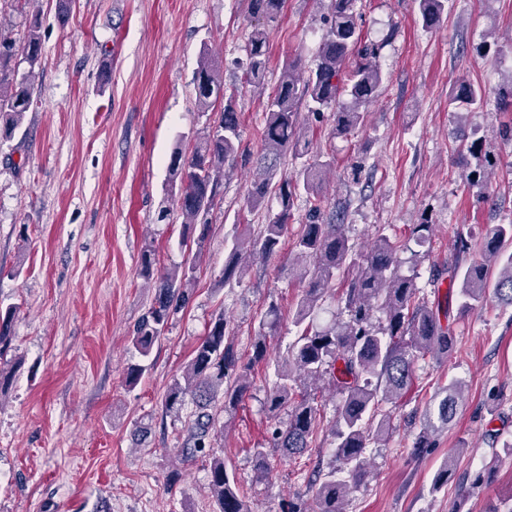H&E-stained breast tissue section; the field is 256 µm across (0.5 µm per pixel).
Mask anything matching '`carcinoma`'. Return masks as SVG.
I'll return each mask as SVG.
<instances>
[{"instance_id":"cac0c4a2","label":"carcinoma","mask_w":512,"mask_h":512,"mask_svg":"<svg viewBox=\"0 0 512 512\" xmlns=\"http://www.w3.org/2000/svg\"><path fill=\"white\" fill-rule=\"evenodd\" d=\"M255 24L246 60L239 64L242 83L264 85L269 53L268 30L281 17L286 0H250ZM423 27L438 24L448 13V0H417ZM323 33L314 67L302 69L301 60L288 63L277 88L269 97L261 133L262 146L255 158V178L245 197L250 211L265 207L273 196L279 211L268 217L252 236L234 237L216 280L218 288L240 283L242 265L250 260L269 261L278 252L288 232L295 200L304 194L309 208L306 221L293 241L296 262L288 266V277L303 284L292 323L299 334L286 354L275 364L276 380L266 390L265 406L271 414L266 432L271 447L251 449L258 478L270 472V453L284 459L304 455L317 435L321 420L312 392L326 379L341 395L332 421L333 454L339 467L319 472L309 482L315 504L313 512H345L352 489L369 474L366 448L388 437L390 423L377 418L379 406L395 403L414 385L416 361L427 355L448 356L451 304L465 313L483 303L488 290L512 305V224H494L480 248V259L462 267L461 259L472 249L468 237L459 234L454 254L432 279L440 288L448 282L445 299L429 302L418 296L412 274L401 270L397 247L386 235L376 236L366 250L357 247L345 233V206L327 215L322 211L318 187L335 165L329 154L307 159L311 141L303 131L301 110L318 119L330 110L334 116L333 137H346L365 126L367 108L386 80L379 57L382 45L362 36V13L358 0H330L322 17ZM43 42L38 14L26 17V32L19 42L0 32V140L12 138L32 104L36 68L41 64ZM27 69L20 70L21 63ZM198 111L206 113L218 99L224 100L220 117L206 123L197 134L191 155L174 154L170 191L178 195L184 218L181 243L190 256L165 271L157 268L153 242L142 248L139 275L155 290L154 300L135 324L131 344L146 360L169 322L189 303L197 281V257L205 247L210 213L220 200L227 168L238 161L241 114L236 111L238 88H224L223 66L204 52L194 76ZM489 91L471 82H457L448 97L449 106L465 119L483 106ZM500 109L512 110V75L494 92ZM300 161L290 176H278L286 156ZM494 163L483 158L467 180L486 191L491 186L488 171ZM339 294L346 319L326 327L314 324L321 302L328 294ZM17 307H0V360L11 349V327ZM380 313L384 322L373 323ZM224 311L211 316L203 338L194 348L182 372L174 377L163 402V414L180 417L192 405L180 435L176 456L183 462L198 458L209 462V490L213 512H252L229 473L224 456L215 452L224 435L223 417L241 406L252 385L255 368L269 363L267 337L278 327V309L270 306L259 325L247 357L238 354L226 336ZM445 396L427 408L415 437V447L429 448L438 432L453 420L462 398V384L454 381L443 389ZM286 419H280V413ZM455 457L450 456L435 472L431 490L448 485Z\"/></svg>"}]
</instances>
